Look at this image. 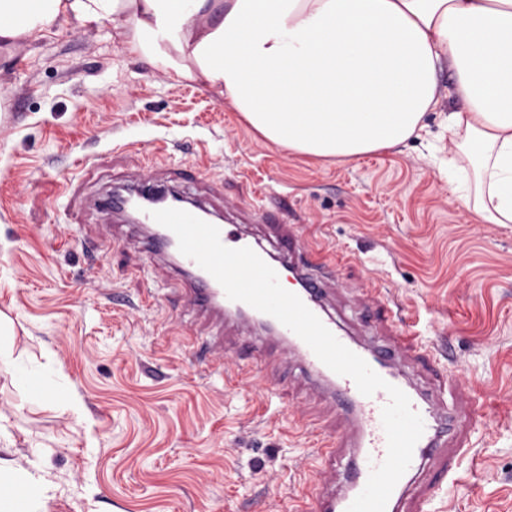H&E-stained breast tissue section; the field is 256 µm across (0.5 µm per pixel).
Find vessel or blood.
Here are the masks:
<instances>
[{
  "instance_id": "obj_1",
  "label": "vessel or blood",
  "mask_w": 512,
  "mask_h": 512,
  "mask_svg": "<svg viewBox=\"0 0 512 512\" xmlns=\"http://www.w3.org/2000/svg\"><path fill=\"white\" fill-rule=\"evenodd\" d=\"M151 165L135 172L127 193L112 192L97 200V210L107 217H132L136 227L148 234L146 252L150 259L166 257L180 277L185 304L211 317L216 327L236 319L264 329L273 338L281 355L296 358L304 377L323 388L329 396L341 427L337 434L325 437L314 452V458L332 467L345 464L348 469L344 490L328 493L324 484H306L290 497V512H347L361 493L373 468L386 458L387 438L381 411L388 403L385 391L372 396L362 395L355 382L336 374L324 365L310 347L292 330L274 317L250 305L230 300L222 286L193 259L180 253L175 234L157 223L147 206L135 207L137 199L157 200L159 208L187 211L212 223L220 230L222 243L230 248L254 250L277 273L292 276L291 292L322 321L347 348L362 357L388 383L407 394L413 409L424 422V433L417 442L410 466L400 478L386 506V512H427V506L439 489L426 476L432 467L442 475L453 477L452 458L463 453L465 446L457 435L462 424L474 423L483 416V405L471 390L462 387L458 378L437 381L433 389L415 385L406 374L407 367H429L434 354L423 346L417 335L399 328L396 313L386 292L375 281H368L363 294L367 301L380 308L379 322L389 332L391 341L382 346H367L356 341L326 307L324 270H336L353 259L351 252L337 248L331 251L314 245L311 236L298 224H272L275 248H267L257 239L245 235L239 225L225 223L215 207L186 200L184 191L158 183Z\"/></svg>"
}]
</instances>
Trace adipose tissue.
Instances as JSON below:
<instances>
[{
    "label": "adipose tissue",
    "mask_w": 512,
    "mask_h": 512,
    "mask_svg": "<svg viewBox=\"0 0 512 512\" xmlns=\"http://www.w3.org/2000/svg\"><path fill=\"white\" fill-rule=\"evenodd\" d=\"M0 0V39L56 24L130 27V50L223 97L266 139L302 156L355 157L411 137L453 74L448 131L479 164L474 210L512 224V0ZM29 395L70 397L60 372L14 362ZM45 487L12 469L5 512H42Z\"/></svg>",
    "instance_id": "obj_1"
}]
</instances>
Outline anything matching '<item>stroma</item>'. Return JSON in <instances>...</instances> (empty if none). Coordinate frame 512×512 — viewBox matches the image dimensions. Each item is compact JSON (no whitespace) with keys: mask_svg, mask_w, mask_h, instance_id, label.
Segmentation results:
<instances>
[{"mask_svg":"<svg viewBox=\"0 0 512 512\" xmlns=\"http://www.w3.org/2000/svg\"><path fill=\"white\" fill-rule=\"evenodd\" d=\"M450 86L441 70L424 130L398 147L307 158L131 53L111 24L0 41V345L73 384L72 404L33 399L0 366V468L45 486L43 512H288L297 486L343 480L304 462L338 428L329 400L281 360L272 384L226 387L174 333L184 322L215 335L209 318L184 312L177 283L153 273L127 226L105 232L96 198L143 164L120 144L155 141L164 184L206 153L209 180L189 190L219 184L235 202L225 222L265 237L245 214L261 205L355 253L326 302L368 344L379 331L358 288L383 281L403 324L493 405L434 512H512V224L481 223L448 179V157L469 165L448 133ZM67 178L82 185L70 202L55 193ZM105 236L111 251L81 246ZM298 412L313 421L300 433L288 428Z\"/></svg>","mask_w":512,"mask_h":512,"instance_id":"1","label":"stroma"}]
</instances>
